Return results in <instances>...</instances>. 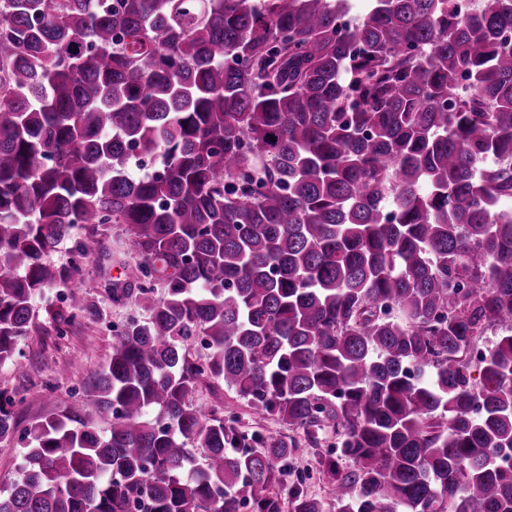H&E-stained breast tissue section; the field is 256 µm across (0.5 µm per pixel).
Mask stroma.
Returning a JSON list of instances; mask_svg holds the SVG:
<instances>
[{
	"label": "stroma",
	"mask_w": 512,
	"mask_h": 512,
	"mask_svg": "<svg viewBox=\"0 0 512 512\" xmlns=\"http://www.w3.org/2000/svg\"><path fill=\"white\" fill-rule=\"evenodd\" d=\"M105 245L109 259L90 258L84 262L82 271L83 292L102 307V319L90 321L78 317L66 335L50 334V314L62 301L58 290L48 291L34 303L35 325L19 343L21 357L17 363L0 366V391L14 396L20 428L59 413L65 403L79 398L106 365L112 353L115 328L137 312L132 301L113 302L104 290L106 280H132L138 267V260L130 254L120 225L107 226ZM62 364L67 365V372H59ZM193 402L205 412L217 406L235 409L243 423L254 424L256 429L265 432L281 429L280 423L273 419H254L249 408L239 404L234 394L225 390L223 381L217 379L209 378L199 384ZM287 481L302 483L310 496L323 500L329 497L315 453L290 458Z\"/></svg>",
	"instance_id": "obj_1"
}]
</instances>
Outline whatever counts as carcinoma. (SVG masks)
Segmentation results:
<instances>
[{
  "instance_id": "cac0c4a2",
  "label": "carcinoma",
  "mask_w": 512,
  "mask_h": 512,
  "mask_svg": "<svg viewBox=\"0 0 512 512\" xmlns=\"http://www.w3.org/2000/svg\"><path fill=\"white\" fill-rule=\"evenodd\" d=\"M480 5L0 0V365L58 284L57 334L101 319L108 224L139 276L106 288L142 311L0 512H282L326 434L352 469L319 459L332 498L288 512H512V0ZM208 377L290 435L202 414Z\"/></svg>"
}]
</instances>
